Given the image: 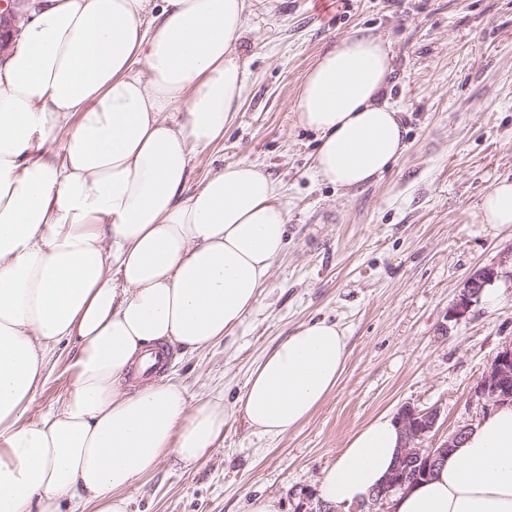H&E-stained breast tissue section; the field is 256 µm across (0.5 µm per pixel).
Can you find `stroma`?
Wrapping results in <instances>:
<instances>
[{"mask_svg":"<svg viewBox=\"0 0 512 512\" xmlns=\"http://www.w3.org/2000/svg\"><path fill=\"white\" fill-rule=\"evenodd\" d=\"M363 30L390 44L391 101L407 149L375 181L343 191L314 175V133L293 103L322 50ZM242 60L245 100L224 139L195 162L190 187L230 162L259 164L282 186L288 247L234 334L193 353L172 349L169 376L189 402L242 392L254 364L299 325L349 336L335 390L296 430L254 434L242 416L200 461L165 458L127 493L129 512H316L317 486L352 432L404 405L440 411L439 432L478 424L471 392L512 342V224H481L479 203L512 180V0H252ZM493 267L495 304L448 309L474 271ZM74 341L61 342L32 416L72 384Z\"/></svg>","mask_w":512,"mask_h":512,"instance_id":"stroma-1","label":"stroma"}]
</instances>
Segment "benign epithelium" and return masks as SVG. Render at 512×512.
Returning <instances> with one entry per match:
<instances>
[{
    "instance_id": "benign-epithelium-1",
    "label": "benign epithelium",
    "mask_w": 512,
    "mask_h": 512,
    "mask_svg": "<svg viewBox=\"0 0 512 512\" xmlns=\"http://www.w3.org/2000/svg\"><path fill=\"white\" fill-rule=\"evenodd\" d=\"M11 2L13 0H0V33L4 27L17 23L18 15L11 7ZM498 276L499 272L493 267L475 271L449 308V317L457 321L463 319L483 290L494 283ZM472 398L482 404L485 412L491 405L499 407L505 403L512 404V342L497 352L474 387ZM397 419L402 428L403 443L394 468L370 497L368 506L371 512H386L394 494L408 491L419 480L428 477L438 461L448 455V451L458 447L459 440L469 430L467 426L461 427L445 439L425 448L422 442L436 434L440 411L436 408L419 409L405 405L400 408Z\"/></svg>"
}]
</instances>
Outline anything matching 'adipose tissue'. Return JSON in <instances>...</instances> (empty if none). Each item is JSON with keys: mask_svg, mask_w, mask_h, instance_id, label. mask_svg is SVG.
<instances>
[{"mask_svg": "<svg viewBox=\"0 0 512 512\" xmlns=\"http://www.w3.org/2000/svg\"><path fill=\"white\" fill-rule=\"evenodd\" d=\"M250 0H19L0 58V512H127L167 456L190 464L243 416L276 438L335 389L344 328L300 325L251 369L234 404H189L173 378L128 389L153 348L223 341L255 308L287 246L280 184L247 160L188 189L247 84ZM392 57L345 36L307 71L295 123L315 133L320 180L354 189L404 152ZM171 112L182 119L168 121ZM63 140L62 155L48 147ZM76 340L60 407L28 421L56 346ZM402 445L394 416L357 428L318 484L359 505ZM394 512H512V405L470 430Z\"/></svg>", "mask_w": 512, "mask_h": 512, "instance_id": "adipose-tissue-1", "label": "adipose tissue"}]
</instances>
